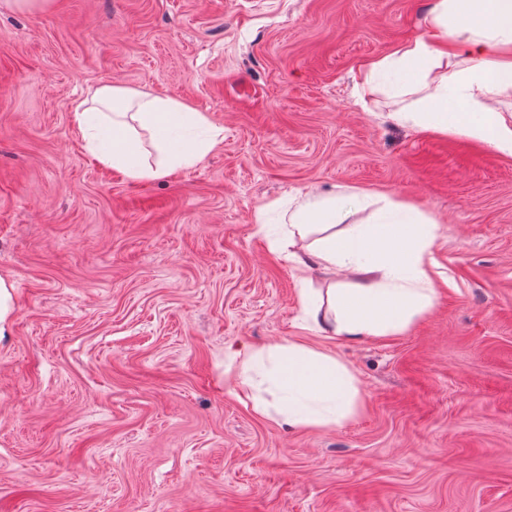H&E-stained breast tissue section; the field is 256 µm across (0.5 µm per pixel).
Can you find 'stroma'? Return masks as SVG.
<instances>
[{
  "instance_id": "obj_1",
  "label": "stroma",
  "mask_w": 512,
  "mask_h": 512,
  "mask_svg": "<svg viewBox=\"0 0 512 512\" xmlns=\"http://www.w3.org/2000/svg\"><path fill=\"white\" fill-rule=\"evenodd\" d=\"M432 0H0V512H512V156L359 103ZM106 81L182 100L221 142L148 182L88 152ZM378 193L439 226L410 328L305 329L256 214ZM341 359L355 416L282 425L235 394L247 348Z\"/></svg>"
}]
</instances>
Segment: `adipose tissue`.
<instances>
[{
	"instance_id": "obj_1",
	"label": "adipose tissue",
	"mask_w": 512,
	"mask_h": 512,
	"mask_svg": "<svg viewBox=\"0 0 512 512\" xmlns=\"http://www.w3.org/2000/svg\"><path fill=\"white\" fill-rule=\"evenodd\" d=\"M403 99L393 121L487 144L512 155V123L497 105L512 99V0H434L424 32L371 61L361 86L370 97ZM87 149L135 181H153L200 162L221 136L205 113L119 82L96 86L73 113ZM371 209L363 224L353 210ZM438 226L418 207L378 195L306 196L288 214L289 238L313 237L296 268H336L352 281L328 289L319 304L300 291L314 329L346 340L405 331L435 304L430 265ZM267 372L288 427H332L350 419L356 379L336 357L285 341L251 350L237 377L240 391Z\"/></svg>"
}]
</instances>
